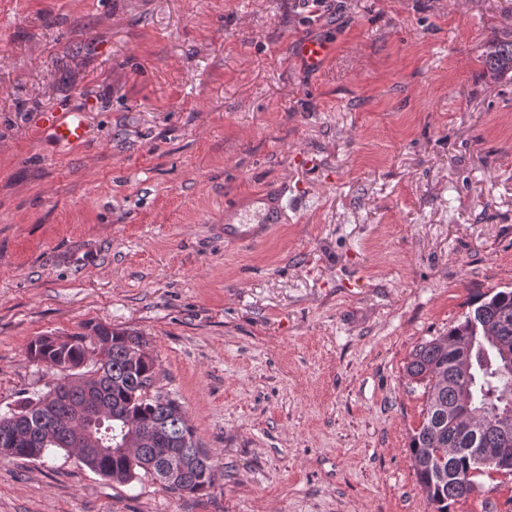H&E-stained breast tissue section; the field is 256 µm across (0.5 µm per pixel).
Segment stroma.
Masks as SVG:
<instances>
[{"label":"stroma","mask_w":512,"mask_h":512,"mask_svg":"<svg viewBox=\"0 0 512 512\" xmlns=\"http://www.w3.org/2000/svg\"><path fill=\"white\" fill-rule=\"evenodd\" d=\"M504 39L512 0H0V412L61 378L32 340L100 321L224 463L193 495L0 459V512H433L406 367L512 288ZM280 188L284 222L225 246V204ZM479 482L448 512H512V474ZM484 63L487 72L494 78L512 71V40L494 44L485 55ZM41 119L47 131L60 144L76 145L85 139V125L79 112H70L65 116L56 112H45Z\"/></svg>","instance_id":"35a3bbf8"}]
</instances>
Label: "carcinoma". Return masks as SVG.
Masks as SVG:
<instances>
[{
	"label": "carcinoma",
	"mask_w": 512,
	"mask_h": 512,
	"mask_svg": "<svg viewBox=\"0 0 512 512\" xmlns=\"http://www.w3.org/2000/svg\"><path fill=\"white\" fill-rule=\"evenodd\" d=\"M484 63L494 78L512 71V40L494 44ZM470 306L481 311L478 329L464 317L448 333L421 344L407 366L408 376L424 384L427 395L423 422L409 449L418 485L434 512H448V502L469 496L476 476L497 471L495 464H476L477 449L512 448V431L504 433L488 423L468 426L455 414L464 384L486 417L512 403V384L503 383L498 352L484 333L485 325H496V339L512 346V289L479 293ZM28 355L68 375L10 410L15 422L0 425V448L13 449L8 457L39 460L54 450L80 451L72 422L76 412L97 407L104 410L103 417L89 427L101 447L114 448L127 437L130 445L125 452L77 456L95 473L120 483L145 474L167 490L188 494L209 489L223 474L224 463L202 448L180 402L150 394L156 362L141 334L89 321L72 336L36 338ZM89 361L93 369L81 371ZM169 457L181 462L178 481L166 476Z\"/></svg>",
	"instance_id": "carcinoma-1"
}]
</instances>
